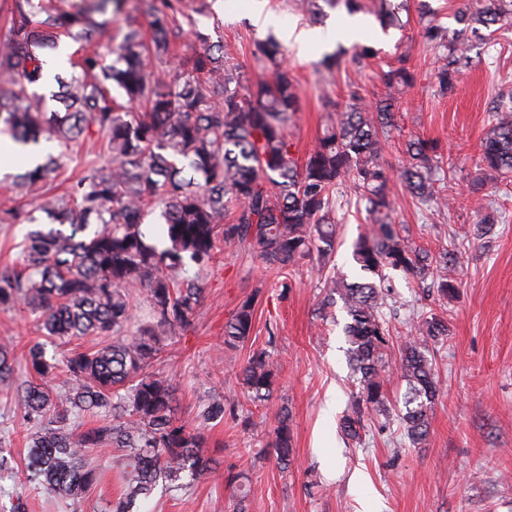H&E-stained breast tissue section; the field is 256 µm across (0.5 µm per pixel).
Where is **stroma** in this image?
Here are the masks:
<instances>
[{"mask_svg": "<svg viewBox=\"0 0 512 512\" xmlns=\"http://www.w3.org/2000/svg\"><path fill=\"white\" fill-rule=\"evenodd\" d=\"M298 2L182 0L175 54L192 57L205 41L222 46L228 63L257 82L267 72L253 54L254 44L269 29L324 32L348 19L340 6L325 20L314 19ZM361 3L363 34L344 46L369 45L377 57L359 65L347 60L330 71L320 64L321 43L288 45L283 67L299 89L300 110L286 136L292 156L305 161L327 121V102H344L357 89L369 103L395 97L397 127L383 151L393 169L402 168L410 138L438 146L440 172L452 179L449 206L419 203L398 180L391 196L400 233L412 246L434 254L459 249L447 272L455 291L442 298L392 271L393 290L384 307L390 332L386 358L392 366L420 318L434 313L448 320V337L434 356L440 391L428 436L417 448L404 437L396 404L405 384L395 375L384 385L387 410L365 417L360 441L343 438L338 429L355 390L345 359L344 312L337 305L322 318L317 308L326 278L350 273L353 241L378 231L345 186L336 197L341 222L333 265L306 258L283 274L268 268L256 252L220 247L203 270L204 300L192 325L167 347L159 368L176 389L178 418L204 424L216 467L189 490L154 496L142 512H235L236 491L226 477L239 471L251 478L248 512H512V180L492 178L481 161V142L495 122L493 106L500 95L512 93V31L474 39L455 92L444 96L434 80L439 51L422 32L437 25L447 37L456 36L455 13L463 0H429L432 10L426 14L419 0H408L399 27L386 32L376 18L380 0ZM401 56L408 57L415 84L391 93L380 72ZM101 147L95 134L80 137L65 151L52 147L60 164L54 194H64L100 161ZM490 212L502 213V222L477 236V222ZM252 295L257 301L249 340L225 348V322ZM39 335L27 310L0 309V342L12 344L18 371H25L27 348ZM261 348L280 367L270 403L287 405L291 412L292 462L285 470L270 447L272 425L247 430L228 416L208 423L200 419L214 399L261 414L262 405L249 400L239 380L244 362ZM29 439L19 400L0 389V449L15 468L14 475L0 476V512H16L20 502L27 512H108L123 495L119 467L101 456L94 459L97 481L83 498L66 499L29 484L21 475Z\"/></svg>", "mask_w": 512, "mask_h": 512, "instance_id": "obj_1", "label": "stroma"}]
</instances>
